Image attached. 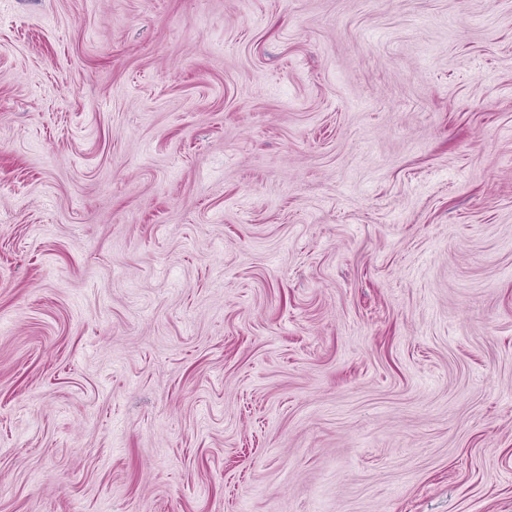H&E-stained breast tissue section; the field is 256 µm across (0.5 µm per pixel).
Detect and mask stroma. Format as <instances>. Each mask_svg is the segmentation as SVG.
<instances>
[{
	"label": "stroma",
	"instance_id": "obj_1",
	"mask_svg": "<svg viewBox=\"0 0 512 512\" xmlns=\"http://www.w3.org/2000/svg\"><path fill=\"white\" fill-rule=\"evenodd\" d=\"M0 512H512V0H0Z\"/></svg>",
	"mask_w": 512,
	"mask_h": 512
}]
</instances>
